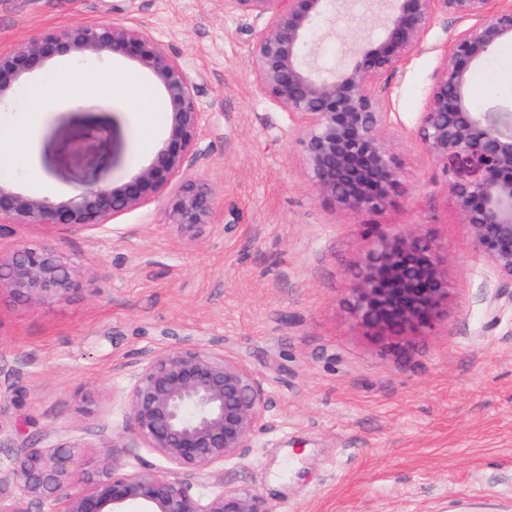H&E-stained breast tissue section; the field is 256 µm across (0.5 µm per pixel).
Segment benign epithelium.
Returning a JSON list of instances; mask_svg holds the SVG:
<instances>
[{
  "label": "benign epithelium",
  "instance_id": "1",
  "mask_svg": "<svg viewBox=\"0 0 512 512\" xmlns=\"http://www.w3.org/2000/svg\"><path fill=\"white\" fill-rule=\"evenodd\" d=\"M380 32L351 51L341 68L315 62L310 37L335 10V0H224L252 20L250 57L257 93L286 112L318 198L357 216L391 203L400 166L387 148L388 113L378 88L420 49L435 15L474 24L441 49L418 133L427 152L445 164L448 192L471 244L495 275L512 281V104L471 105L473 68L512 40V0H388ZM136 62L164 93L168 125L151 162L120 184L89 183L57 199L0 181V234L12 224H48L75 231L100 228L122 214L168 197L169 222L183 236L219 220L213 188L186 172L209 132L188 64L146 30L119 22L77 24L8 52L0 51V105L19 80L56 58ZM80 268L48 247L16 246L0 256V293L34 304L65 299ZM448 257L422 224L377 235L365 254L348 304L356 322L380 336L415 335L448 309ZM135 434L169 464L160 474L122 472L104 456L101 474L75 487L72 449L61 439L27 448L7 479L0 478V512H24L16 500L48 501L50 512H271L259 496L224 492L207 498L183 474H203L251 448L267 402L256 374L214 349L179 346L142 363L125 395Z\"/></svg>",
  "mask_w": 512,
  "mask_h": 512
}]
</instances>
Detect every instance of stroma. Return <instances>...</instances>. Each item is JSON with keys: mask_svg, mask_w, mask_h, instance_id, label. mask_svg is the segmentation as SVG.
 Wrapping results in <instances>:
<instances>
[{"mask_svg": "<svg viewBox=\"0 0 512 512\" xmlns=\"http://www.w3.org/2000/svg\"><path fill=\"white\" fill-rule=\"evenodd\" d=\"M379 17L377 0L337 6L335 22L311 38L318 63L343 62ZM112 20L190 64L210 121L190 171L215 189L223 221L186 240L159 200L98 230L17 224L0 235L2 254L44 246L82 267L59 302L0 294V364L23 361L0 376V470L60 435L85 441L80 473L96 469L108 445L126 469L163 468L133 441L124 396L147 355L192 344L241 359L268 401L244 456L189 475L197 492L247 491L272 512H477L478 498L512 512V283L473 249L443 166L417 135L435 47L466 22L438 14L424 48L382 79L403 191L380 211L349 216L318 200L292 121L256 93L248 22L224 0H0V50ZM471 87L479 109L512 100V41L474 68ZM152 118L120 99L78 110L49 97L32 112L0 111V128L28 139L11 179L49 198L124 182L153 158L141 141ZM93 126L108 137L93 165L76 164ZM370 224L428 225L448 257L453 301L419 335L376 336L350 313Z\"/></svg>", "mask_w": 512, "mask_h": 512, "instance_id": "stroma-1", "label": "stroma"}]
</instances>
